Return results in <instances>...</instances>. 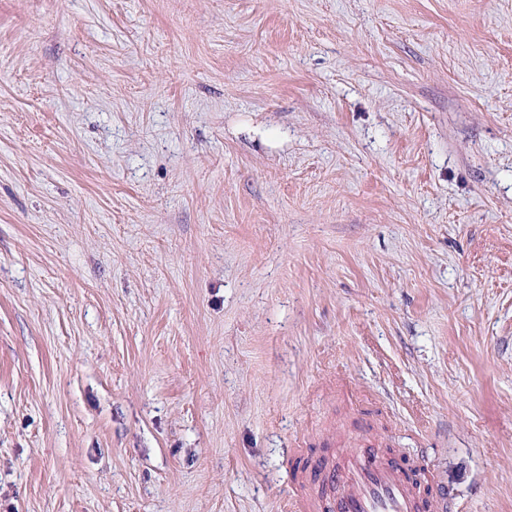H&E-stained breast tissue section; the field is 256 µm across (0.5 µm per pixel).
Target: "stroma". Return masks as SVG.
Returning <instances> with one entry per match:
<instances>
[{
  "instance_id": "stroma-1",
  "label": "stroma",
  "mask_w": 512,
  "mask_h": 512,
  "mask_svg": "<svg viewBox=\"0 0 512 512\" xmlns=\"http://www.w3.org/2000/svg\"><path fill=\"white\" fill-rule=\"evenodd\" d=\"M301 440L512 512V0H0V512H290Z\"/></svg>"
}]
</instances>
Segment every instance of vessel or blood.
<instances>
[{
    "instance_id": "1",
    "label": "vessel or blood",
    "mask_w": 512,
    "mask_h": 512,
    "mask_svg": "<svg viewBox=\"0 0 512 512\" xmlns=\"http://www.w3.org/2000/svg\"><path fill=\"white\" fill-rule=\"evenodd\" d=\"M306 469L293 512H437L446 504L435 473L400 452L383 458L357 450L339 467L311 455Z\"/></svg>"
}]
</instances>
